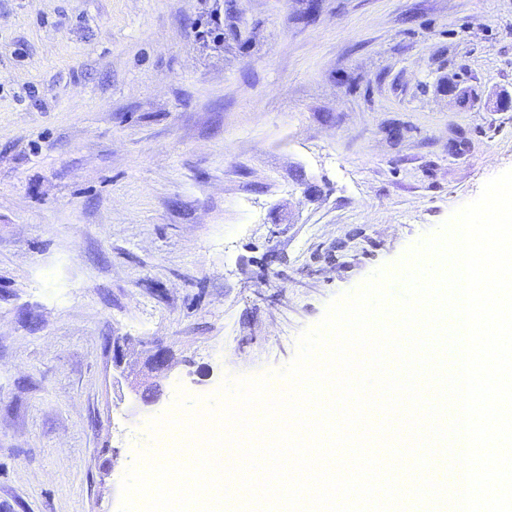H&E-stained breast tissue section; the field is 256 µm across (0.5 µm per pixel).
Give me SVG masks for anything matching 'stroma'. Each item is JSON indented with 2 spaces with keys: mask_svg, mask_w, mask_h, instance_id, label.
Returning <instances> with one entry per match:
<instances>
[{
  "mask_svg": "<svg viewBox=\"0 0 512 512\" xmlns=\"http://www.w3.org/2000/svg\"><path fill=\"white\" fill-rule=\"evenodd\" d=\"M512 168V0H0V512H119L112 344L192 398Z\"/></svg>",
  "mask_w": 512,
  "mask_h": 512,
  "instance_id": "1",
  "label": "stroma"
}]
</instances>
